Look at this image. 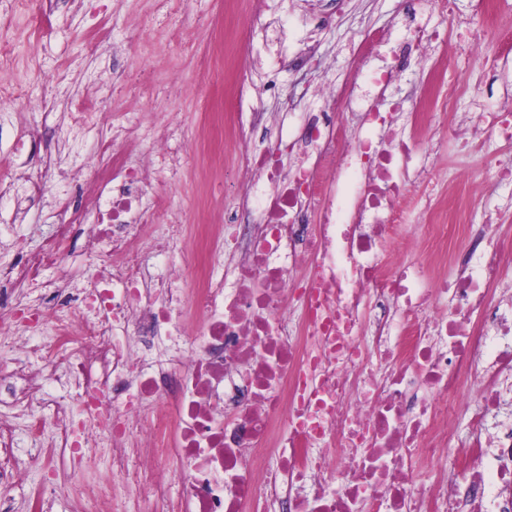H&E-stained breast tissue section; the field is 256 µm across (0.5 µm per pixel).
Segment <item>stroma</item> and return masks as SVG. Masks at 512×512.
<instances>
[{
    "mask_svg": "<svg viewBox=\"0 0 512 512\" xmlns=\"http://www.w3.org/2000/svg\"><path fill=\"white\" fill-rule=\"evenodd\" d=\"M452 8L456 15L486 18L512 31V0H453ZM419 25L442 37L421 51L459 85L453 105L458 119H473L482 106L499 111L512 104V47H492L486 57L472 55L460 44L456 27L430 13L424 0H38L33 18L0 6V37L22 43L28 66L45 65L59 75L46 91L55 101L50 122L0 99V113L9 115L0 123V264L14 257L6 244L11 232L22 234L34 249L57 219L50 197L34 200L22 222H15L11 210L14 193L40 158L53 153L71 179L87 189L93 184L94 174L83 168L82 160L94 150L98 130L75 129L59 147L46 146L56 124H67L72 102L104 100L109 123L132 125L135 138L128 160L133 164L152 150L157 126L172 123L183 129L184 151L194 155L195 164L151 170L149 179L161 191L145 197L142 206L161 207L167 221L190 224L208 185L225 184L236 171L235 130H245L259 145L268 131L287 129L281 95L268 91V80H275L282 94L295 97L297 111H308V90L351 75L359 65L356 48L367 35L381 34L396 44ZM181 40L193 44L195 55L174 50ZM303 47L309 48L310 59L299 68L292 60ZM219 48L231 52L223 80L185 93V83L197 74L198 59ZM144 54L151 57L164 95L143 88L139 64ZM105 73L112 78L106 91L100 84ZM228 96L236 102L231 111L224 108ZM19 143L24 146L20 153L15 150ZM479 162L459 139L426 160L443 186L456 169ZM472 191L480 204L471 210L470 221L480 223L489 208L496 214L498 232L512 234V182L492 187L477 183ZM9 416L15 440L13 448L0 452V468L10 473L9 482L0 484V495L7 496L13 512H29L38 494L45 512H70L73 481H49L50 457L31 454L24 410Z\"/></svg>",
    "mask_w": 512,
    "mask_h": 512,
    "instance_id": "35a3bbf8",
    "label": "stroma"
}]
</instances>
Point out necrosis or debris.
Segmentation results:
<instances>
[{"label": "necrosis or debris", "mask_w": 512, "mask_h": 512, "mask_svg": "<svg viewBox=\"0 0 512 512\" xmlns=\"http://www.w3.org/2000/svg\"><path fill=\"white\" fill-rule=\"evenodd\" d=\"M354 91L328 83L322 110L295 113L296 133L241 140L235 218L173 223L155 244L175 265L189 243L227 246L224 267L205 264L187 286L152 278L136 245L154 187L119 150L130 130L97 144L92 209L70 187L41 247L12 239L0 266V392L27 405L33 438L52 427L71 464L101 442L145 512H167L173 483L176 512H512V299L493 291L512 236L467 222L464 195L478 179L512 181V164L483 151L512 145V113H483L469 143L482 161L459 170L448 190L462 202L442 210L409 169L419 144L457 138L444 124L420 139L447 102L423 92L418 136L383 148L373 134L400 104L370 106L351 132L326 107H352ZM286 153L302 160L285 176ZM89 224L94 256L78 283L64 259ZM407 231L425 243L414 260L385 248ZM48 266L60 271L49 298L23 304L17 291ZM35 335L49 354L31 377L22 341ZM39 379L70 387L71 403L43 407ZM465 410L472 443L442 468Z\"/></svg>", "instance_id": "obj_1"}]
</instances>
